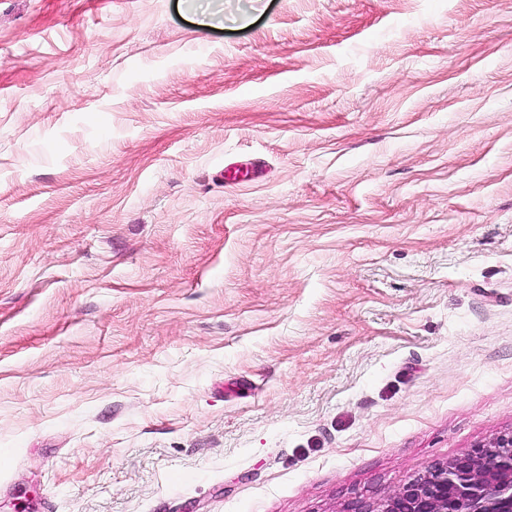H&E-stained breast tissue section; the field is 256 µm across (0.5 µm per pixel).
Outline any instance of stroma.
<instances>
[{
	"instance_id": "stroma-1",
	"label": "stroma",
	"mask_w": 512,
	"mask_h": 512,
	"mask_svg": "<svg viewBox=\"0 0 512 512\" xmlns=\"http://www.w3.org/2000/svg\"><path fill=\"white\" fill-rule=\"evenodd\" d=\"M209 2L0 0V512H344L512 430V0Z\"/></svg>"
}]
</instances>
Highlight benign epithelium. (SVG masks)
<instances>
[{
	"mask_svg": "<svg viewBox=\"0 0 512 512\" xmlns=\"http://www.w3.org/2000/svg\"><path fill=\"white\" fill-rule=\"evenodd\" d=\"M345 512H512V431L436 462L384 498Z\"/></svg>",
	"mask_w": 512,
	"mask_h": 512,
	"instance_id": "benign-epithelium-1",
	"label": "benign epithelium"
}]
</instances>
